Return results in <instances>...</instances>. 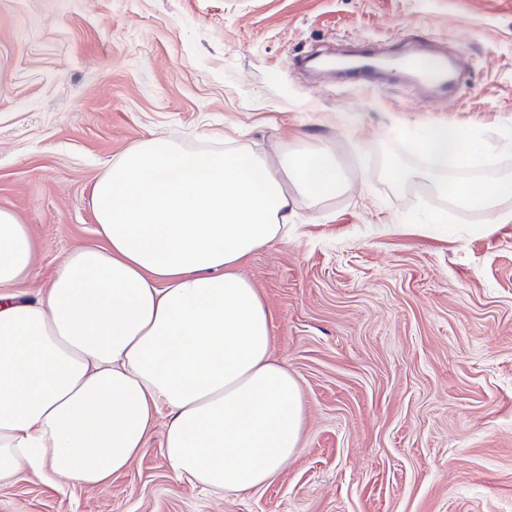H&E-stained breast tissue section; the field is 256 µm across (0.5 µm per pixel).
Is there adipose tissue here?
I'll use <instances>...</instances> for the list:
<instances>
[{
    "label": "adipose tissue",
    "mask_w": 512,
    "mask_h": 512,
    "mask_svg": "<svg viewBox=\"0 0 512 512\" xmlns=\"http://www.w3.org/2000/svg\"><path fill=\"white\" fill-rule=\"evenodd\" d=\"M343 186L326 145L277 168L142 140L94 187L98 243L24 300L36 245L0 209V481L27 467L104 483L160 416L177 477L232 493L274 478L299 441L300 386L240 267L287 236L299 199Z\"/></svg>",
    "instance_id": "1"
}]
</instances>
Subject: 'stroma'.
<instances>
[{"label":"stroma","instance_id":"1","mask_svg":"<svg viewBox=\"0 0 512 512\" xmlns=\"http://www.w3.org/2000/svg\"><path fill=\"white\" fill-rule=\"evenodd\" d=\"M326 51H461L465 68L443 91L296 63ZM428 124L505 150L512 0H0V209L36 241L17 295L96 243V181L151 136L274 163L322 141L348 176L242 265L271 356L301 387L298 448L276 478L237 495L178 478L159 422L107 483L25 467L0 483V512H512V223H403L443 199L419 173L393 189L382 151Z\"/></svg>","mask_w":512,"mask_h":512}]
</instances>
